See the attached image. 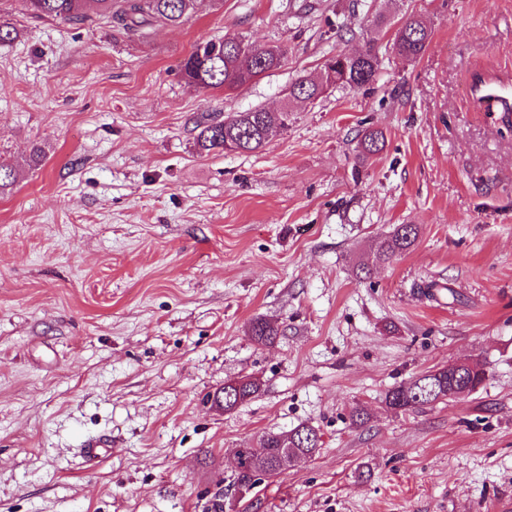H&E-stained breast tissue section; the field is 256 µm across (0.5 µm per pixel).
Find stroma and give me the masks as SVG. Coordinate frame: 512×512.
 Masks as SVG:
<instances>
[{
    "mask_svg": "<svg viewBox=\"0 0 512 512\" xmlns=\"http://www.w3.org/2000/svg\"><path fill=\"white\" fill-rule=\"evenodd\" d=\"M410 14L431 30L413 61L392 50ZM0 19L19 32L0 44V512H204L219 491L224 512H512V129L470 83L512 86V0H197L131 38L20 0ZM226 35L288 59L234 91L186 84L193 45ZM371 38L370 89L293 102L262 151H194L192 116L279 108ZM399 224L414 246L376 264ZM460 360L487 370L477 392L385 407ZM240 377L262 393L205 404ZM301 424L319 452L238 491L236 449Z\"/></svg>",
    "mask_w": 512,
    "mask_h": 512,
    "instance_id": "1",
    "label": "stroma"
}]
</instances>
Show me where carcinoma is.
<instances>
[{"label":"carcinoma","mask_w":512,"mask_h":512,"mask_svg":"<svg viewBox=\"0 0 512 512\" xmlns=\"http://www.w3.org/2000/svg\"><path fill=\"white\" fill-rule=\"evenodd\" d=\"M96 4L98 13L113 27L126 35H137L157 23L177 24L194 7L195 0H24L29 14L36 18L82 22L88 2ZM430 30L423 19L408 17L398 29L393 49L398 56L413 60L427 47ZM288 58V47L281 45H253L233 36L200 42L181 64L185 81L204 90L233 91L278 69ZM379 60L374 46H368L359 55L338 53L324 62L321 79L301 77L287 91L289 99L315 101L333 87L363 89L372 85L378 71ZM194 149L200 154L251 153L266 147L274 130L288 128V107L270 110L254 107L246 112L224 114L200 112L192 118ZM384 145L382 132L368 131L358 143L361 155L379 152ZM419 229L413 224H399L380 242L377 259L387 263L408 251L418 238ZM250 336L258 344L271 342L278 336L273 324L257 319L250 325ZM475 372L465 373L460 386L462 395H469L487 379V371L474 365ZM261 383L254 380L239 389L226 385L224 389L206 396L209 403L224 394V411L229 412L257 397ZM448 399V368L445 366L415 375L389 389L384 396L385 406L394 412L413 411ZM281 433L262 435L256 446L239 449V465L233 483L240 486L249 481L252 470L269 467L272 476L282 472L275 466L282 447ZM320 448L318 430L299 425L288 432V451L313 456Z\"/></svg>","instance_id":"carcinoma-1"}]
</instances>
